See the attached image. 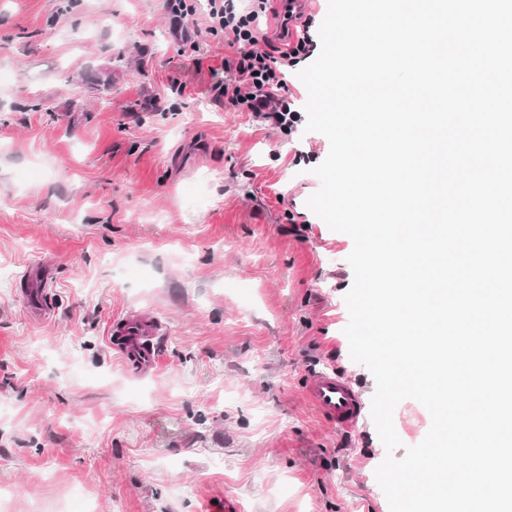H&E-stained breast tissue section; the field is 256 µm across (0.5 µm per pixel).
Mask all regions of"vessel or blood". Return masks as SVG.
<instances>
[{"instance_id": "vessel-or-blood-1", "label": "vessel or blood", "mask_w": 512, "mask_h": 512, "mask_svg": "<svg viewBox=\"0 0 512 512\" xmlns=\"http://www.w3.org/2000/svg\"><path fill=\"white\" fill-rule=\"evenodd\" d=\"M24 294L29 313L37 320L49 314L48 284L41 268L29 269L25 278ZM164 333L163 325L155 316L141 311L127 313L114 320L109 340L123 362L135 372L154 371L159 357L156 339ZM303 396L321 421L332 428L350 430L357 426L362 414L363 401L351 380L333 371L315 373L307 381Z\"/></svg>"}]
</instances>
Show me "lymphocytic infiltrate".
<instances>
[{"mask_svg": "<svg viewBox=\"0 0 512 512\" xmlns=\"http://www.w3.org/2000/svg\"><path fill=\"white\" fill-rule=\"evenodd\" d=\"M164 7L172 16L173 34L181 42H194L204 30L223 32L225 44L233 51L228 69L249 80L244 91L232 82H225L224 96L230 103L246 106L276 126L289 128L298 122V113L292 110L283 91L286 70L311 57L315 50L309 34L311 21L303 12L295 14L300 21L299 33L289 36L283 47L271 53L265 48L267 39L258 25L261 16L272 12L271 0H249L243 7L236 0H208L201 24L193 28L183 24L184 18L194 12L186 0H165Z\"/></svg>", "mask_w": 512, "mask_h": 512, "instance_id": "1", "label": "lymphocytic infiltrate"}]
</instances>
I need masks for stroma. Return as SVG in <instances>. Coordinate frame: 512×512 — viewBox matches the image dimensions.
<instances>
[{"label": "stroma", "mask_w": 512, "mask_h": 512, "mask_svg": "<svg viewBox=\"0 0 512 512\" xmlns=\"http://www.w3.org/2000/svg\"><path fill=\"white\" fill-rule=\"evenodd\" d=\"M223 35L177 41L161 0H0V495L8 512H389L371 373L344 301L352 239L306 205L329 142L225 100ZM111 67V90L78 84ZM51 264V315L28 268ZM165 325L154 373L112 319ZM364 401L337 431L313 372ZM402 441L431 425L398 404ZM24 294L28 299L29 313L35 320H44L49 315V297L44 288H47L49 277L39 267L27 271ZM303 396L320 420L330 427L351 430L357 426L363 401L348 378L333 370L316 372L307 381Z\"/></svg>", "instance_id": "stroma-1"}]
</instances>
